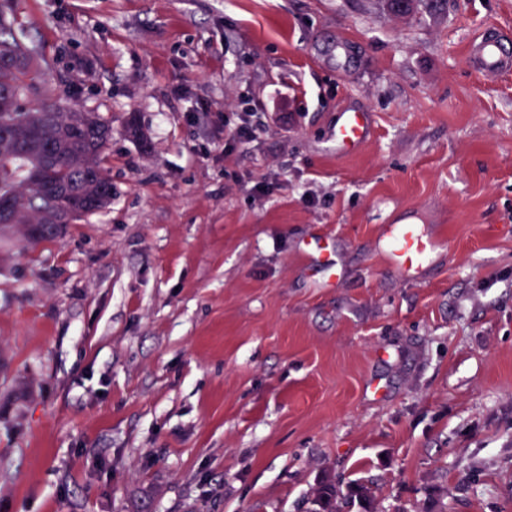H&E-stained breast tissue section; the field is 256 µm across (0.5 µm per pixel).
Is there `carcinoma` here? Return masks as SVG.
Segmentation results:
<instances>
[{
  "label": "carcinoma",
  "instance_id": "carcinoma-1",
  "mask_svg": "<svg viewBox=\"0 0 512 512\" xmlns=\"http://www.w3.org/2000/svg\"><path fill=\"white\" fill-rule=\"evenodd\" d=\"M37 50L16 33L13 23L0 17V97L16 99L13 111L0 109V197L13 200L12 222L0 230L22 225L26 235L46 239L59 225L72 224L112 203L79 210L78 195H94L96 175L106 174L102 155L112 141V122L97 112H65L46 98L36 109L23 106L34 92L28 73ZM373 483L355 480L341 489L333 480L322 479L307 498L318 512L335 505L337 512L356 502L362 512H374L375 496L365 495Z\"/></svg>",
  "mask_w": 512,
  "mask_h": 512
}]
</instances>
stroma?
Instances as JSON below:
<instances>
[{
  "label": "stroma",
  "mask_w": 512,
  "mask_h": 512,
  "mask_svg": "<svg viewBox=\"0 0 512 512\" xmlns=\"http://www.w3.org/2000/svg\"><path fill=\"white\" fill-rule=\"evenodd\" d=\"M13 12L33 84L111 119L112 203L0 236V512H305L329 471L379 512H512V75L467 62L512 0ZM348 108L376 136L340 156ZM244 110L262 128L225 143ZM404 216L438 241L411 280L378 241ZM309 249L317 254L315 270L320 274L321 283L324 287L332 286L336 283V279L342 275V267L336 257L333 247L321 244L316 241L313 245L307 244Z\"/></svg>",
  "instance_id": "obj_1"
}]
</instances>
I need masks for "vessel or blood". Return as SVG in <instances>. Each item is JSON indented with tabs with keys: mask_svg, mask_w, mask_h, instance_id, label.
Listing matches in <instances>:
<instances>
[{
	"mask_svg": "<svg viewBox=\"0 0 512 512\" xmlns=\"http://www.w3.org/2000/svg\"><path fill=\"white\" fill-rule=\"evenodd\" d=\"M468 62L489 82L512 74V53L503 49L500 40L484 35L471 41ZM373 134L374 118L371 113L348 111L339 113L331 140L338 154L350 155L359 151ZM380 240L390 268L402 276L419 273L436 247L432 234L424 226L412 221L384 225ZM311 250L317 256L315 269L321 277L322 285H334L342 275V267L334 249L317 242Z\"/></svg>",
	"mask_w": 512,
	"mask_h": 512,
	"instance_id": "b4317fda",
	"label": "vessel or blood"
}]
</instances>
